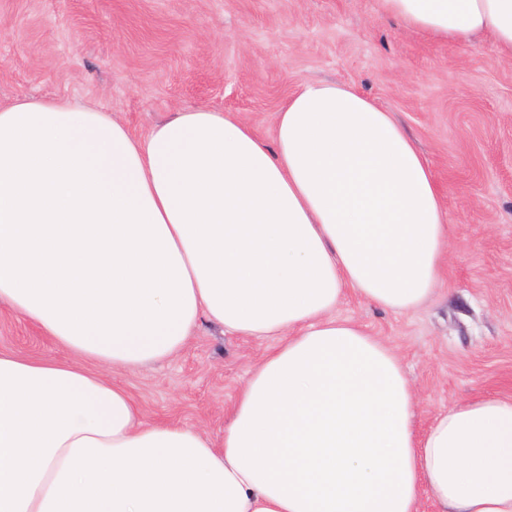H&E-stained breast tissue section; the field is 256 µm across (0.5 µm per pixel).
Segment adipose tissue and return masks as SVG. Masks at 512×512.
I'll use <instances>...</instances> for the list:
<instances>
[{
  "label": "adipose tissue",
  "mask_w": 512,
  "mask_h": 512,
  "mask_svg": "<svg viewBox=\"0 0 512 512\" xmlns=\"http://www.w3.org/2000/svg\"><path fill=\"white\" fill-rule=\"evenodd\" d=\"M380 2L512 58V0ZM448 237L427 159L351 84L300 83L269 143L209 107L140 138L67 98L0 105V305L71 355L0 351V512H512V397L419 428L400 357L336 314L420 308ZM203 318L276 341L218 438L88 368L170 358Z\"/></svg>",
  "instance_id": "adipose-tissue-1"
}]
</instances>
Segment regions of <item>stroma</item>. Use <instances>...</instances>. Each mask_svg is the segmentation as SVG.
Returning a JSON list of instances; mask_svg holds the SVG:
<instances>
[{"mask_svg":"<svg viewBox=\"0 0 512 512\" xmlns=\"http://www.w3.org/2000/svg\"><path fill=\"white\" fill-rule=\"evenodd\" d=\"M315 79L354 83L394 112L434 171L450 226L426 307L396 314L349 295L337 315L401 357L421 426L463 400L512 396V61L487 41L431 40L379 0H0V104L65 97L141 137L170 113L210 107L267 139L288 95ZM271 346L203 320L175 357L110 375L147 423L217 437ZM0 350L67 356L3 306Z\"/></svg>","mask_w":512,"mask_h":512,"instance_id":"obj_1","label":"stroma"}]
</instances>
